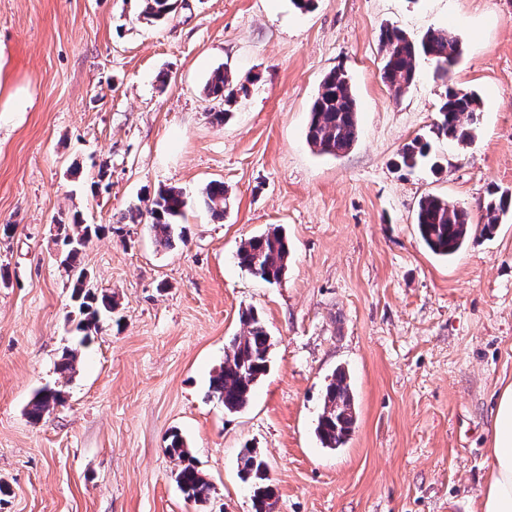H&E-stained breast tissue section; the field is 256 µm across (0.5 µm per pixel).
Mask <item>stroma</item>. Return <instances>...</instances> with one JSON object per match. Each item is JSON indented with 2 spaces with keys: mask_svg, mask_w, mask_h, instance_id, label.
I'll use <instances>...</instances> for the list:
<instances>
[{
  "mask_svg": "<svg viewBox=\"0 0 512 512\" xmlns=\"http://www.w3.org/2000/svg\"><path fill=\"white\" fill-rule=\"evenodd\" d=\"M142 0H0V512H254L243 446L266 461L275 512H473L488 477L492 410L512 385V217L433 255L414 224L434 194L480 218L512 191V0H178L163 24ZM448 27L450 84L475 91L468 144L435 139L445 83L417 63L397 94L380 79L382 27ZM344 68L359 137L333 157L305 137L323 76ZM225 69L247 87L224 124L205 92ZM28 94L22 112L8 92ZM430 138L441 173L397 168ZM104 185H97L99 171ZM212 181L226 212L203 203ZM187 207L171 246L129 211L159 190ZM99 225L82 256L116 301L82 341L63 223ZM280 227V283L241 268L244 240ZM273 341L250 404L210 388L242 312ZM78 352L72 373L57 362ZM357 407L348 443L315 434L331 375ZM45 387L62 401L40 421ZM179 430L211 490L188 500L164 451ZM61 399V393L58 390L49 389L37 393L28 410L29 417L35 422L39 421L43 414L58 404Z\"/></svg>",
  "mask_w": 512,
  "mask_h": 512,
  "instance_id": "35a3bbf8",
  "label": "stroma"
}]
</instances>
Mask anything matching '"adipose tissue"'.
Masks as SVG:
<instances>
[{
	"label": "adipose tissue",
	"instance_id": "adipose-tissue-1",
	"mask_svg": "<svg viewBox=\"0 0 512 512\" xmlns=\"http://www.w3.org/2000/svg\"><path fill=\"white\" fill-rule=\"evenodd\" d=\"M487 466L489 478L475 512H512V386L499 394Z\"/></svg>",
	"mask_w": 512,
	"mask_h": 512
}]
</instances>
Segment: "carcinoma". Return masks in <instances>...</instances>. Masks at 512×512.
Wrapping results in <instances>:
<instances>
[{
  "label": "carcinoma",
  "mask_w": 512,
  "mask_h": 512,
  "mask_svg": "<svg viewBox=\"0 0 512 512\" xmlns=\"http://www.w3.org/2000/svg\"><path fill=\"white\" fill-rule=\"evenodd\" d=\"M178 0H143V15L152 23H162L175 11ZM386 56L381 69L382 82L394 91L402 93L417 76L416 62L424 57L430 60L443 80H448V64L457 62L461 42L449 29L436 28L427 31L419 40L413 39L399 27L381 32ZM245 86L238 84L228 72L215 70L206 85L207 96L224 103V109L212 113L213 121L221 125L228 115L230 104ZM480 101L473 91L446 86L438 108V121L433 134L450 142L464 144L474 138ZM359 137L358 109L350 80L342 69L326 73L318 93L312 101L306 128L307 143L319 154L339 156L349 151ZM437 167L431 155V144L414 138L405 144L398 154V165L414 170L423 165ZM226 190L224 184L215 182L204 190V202L212 215L224 218ZM186 201L183 194L168 188L160 191L146 211L136 208L130 218L147 216L150 224L160 235V241L171 245L174 226L182 217ZM512 214V194L490 191L482 205L481 232L494 233L507 214ZM415 224L424 245L434 254L454 257L468 242L473 224L470 210L464 206L449 205L448 201L427 195L420 199ZM74 230L65 235L63 263L75 277L74 296L78 302L77 328L90 336L100 330L101 311L114 309L112 297L98 295L83 288L80 281L81 254L98 227L73 221ZM290 248L287 237L274 228L245 240L237 252L238 264L255 277L269 284L282 280L288 268ZM243 332L232 338L224 354V365L212 379V393L224 404V410L234 413L250 403L254 388L265 375L272 346L271 336L261 317L253 311L241 316ZM61 401L58 390H43L35 396L28 410L31 420L39 421L43 414ZM356 422L354 397L348 376L342 369L333 374L326 385L322 414L318 418L315 433L325 448H341L350 439ZM166 454L178 462L177 482L186 498L195 502L206 500L210 490L194 457L186 448L177 432L166 439ZM239 476L252 489L254 512H274L275 492L269 484L267 464L256 450L245 447L240 452Z\"/></svg>",
  "instance_id": "carcinoma-1"
}]
</instances>
